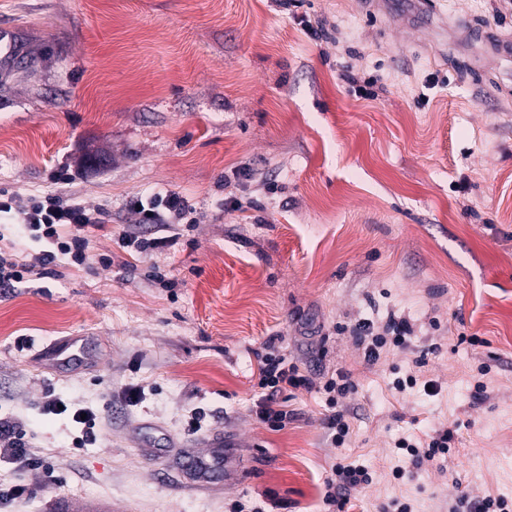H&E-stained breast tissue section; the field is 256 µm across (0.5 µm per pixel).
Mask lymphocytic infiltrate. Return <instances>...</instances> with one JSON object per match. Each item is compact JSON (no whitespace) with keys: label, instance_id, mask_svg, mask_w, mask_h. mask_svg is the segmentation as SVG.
<instances>
[{"label":"lymphocytic infiltrate","instance_id":"1","mask_svg":"<svg viewBox=\"0 0 512 512\" xmlns=\"http://www.w3.org/2000/svg\"><path fill=\"white\" fill-rule=\"evenodd\" d=\"M194 209L179 193L166 191L149 197L142 203L139 221L143 224L170 226L183 223ZM0 215L22 224L29 236L49 243L48 251L34 261L21 263L13 254L0 252V288H10L24 279L47 274L58 255L68 256L71 263L85 265L89 259L87 232L111 221L107 207L88 205L80 197L62 192H46L23 196L0 189ZM350 332L364 349L367 362H376L379 350L386 344L402 346L413 333L410 322L403 317L388 315L376 322L361 319L351 325ZM260 386L265 394L256 405L257 418L268 426L280 429L288 421V412L278 400L283 386L311 387V379L301 373L290 360L283 339L270 337L257 355ZM16 468H42L43 459L32 447L21 421L14 416H0V463Z\"/></svg>","mask_w":512,"mask_h":512}]
</instances>
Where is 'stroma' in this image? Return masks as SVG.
<instances>
[{
    "instance_id": "stroma-1",
    "label": "stroma",
    "mask_w": 512,
    "mask_h": 512,
    "mask_svg": "<svg viewBox=\"0 0 512 512\" xmlns=\"http://www.w3.org/2000/svg\"><path fill=\"white\" fill-rule=\"evenodd\" d=\"M437 7L447 27L403 0H0L21 50L0 73V187L51 191L64 169L66 192L112 211L89 234L94 262L0 289V414L59 478L44 491L41 471L1 466L0 483L39 492L0 512H329L339 463L370 477L344 512H448L463 491L512 505V61L459 29L512 39V5ZM166 190L195 223L149 256L122 247L155 231L132 203ZM391 312L411 341L367 363L348 327ZM273 336L313 380L280 394V430L254 413ZM337 372L353 388L331 405ZM50 399L94 410L97 443L74 448ZM452 425L447 457L394 449ZM214 446L204 485L183 464Z\"/></svg>"
}]
</instances>
